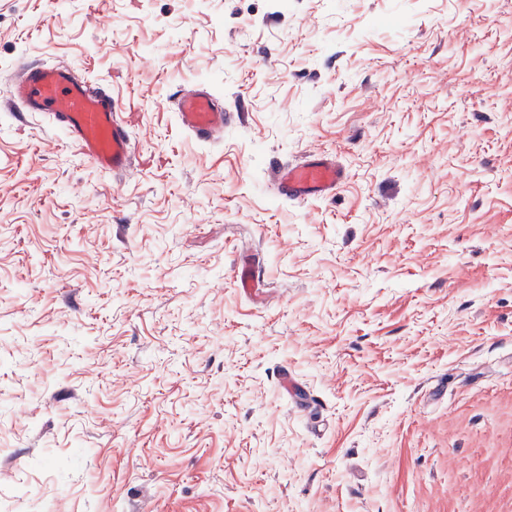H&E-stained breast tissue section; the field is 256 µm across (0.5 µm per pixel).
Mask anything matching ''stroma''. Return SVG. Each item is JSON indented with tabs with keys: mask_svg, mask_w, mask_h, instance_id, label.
I'll list each match as a JSON object with an SVG mask.
<instances>
[{
	"mask_svg": "<svg viewBox=\"0 0 512 512\" xmlns=\"http://www.w3.org/2000/svg\"><path fill=\"white\" fill-rule=\"evenodd\" d=\"M29 61L140 166L0 111V512H512V0H0V96ZM4 106L18 116L41 115L97 170L115 177L132 170L136 148L130 112L102 87H91L57 64L22 63ZM180 126L204 142H216L224 136V127L234 118L224 111V101L218 99L204 83L181 91L174 104ZM274 187L280 197L297 202L332 196L345 179L344 170L324 152L306 154L288 166H273Z\"/></svg>",
	"mask_w": 512,
	"mask_h": 512,
	"instance_id": "35a3bbf8",
	"label": "stroma"
}]
</instances>
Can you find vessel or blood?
<instances>
[{"mask_svg": "<svg viewBox=\"0 0 512 512\" xmlns=\"http://www.w3.org/2000/svg\"><path fill=\"white\" fill-rule=\"evenodd\" d=\"M5 108L25 115H41L97 170L115 176L130 172L136 148L128 114L106 89L90 86L75 72L57 64L23 63L12 79ZM180 126L204 142H216L232 119L223 100L205 84L182 91L175 104ZM278 196L297 202L332 196L345 174L336 160L323 152L306 154L288 166H274Z\"/></svg>", "mask_w": 512, "mask_h": 512, "instance_id": "obj_1", "label": "vessel or blood"}]
</instances>
